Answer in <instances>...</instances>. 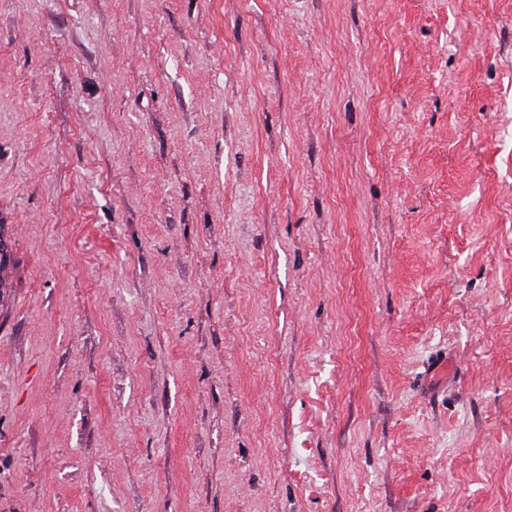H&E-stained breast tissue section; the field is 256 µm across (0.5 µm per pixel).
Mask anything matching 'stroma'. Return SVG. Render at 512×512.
Returning a JSON list of instances; mask_svg holds the SVG:
<instances>
[{"label":"stroma","mask_w":512,"mask_h":512,"mask_svg":"<svg viewBox=\"0 0 512 512\" xmlns=\"http://www.w3.org/2000/svg\"><path fill=\"white\" fill-rule=\"evenodd\" d=\"M0 512H512V0H0Z\"/></svg>","instance_id":"35a3bbf8"}]
</instances>
